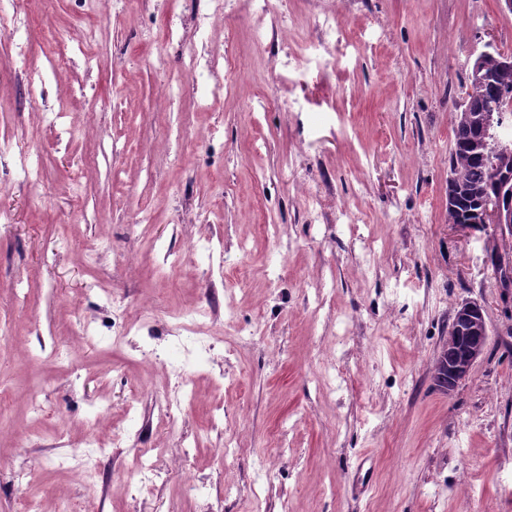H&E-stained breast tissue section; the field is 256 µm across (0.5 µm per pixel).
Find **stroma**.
I'll return each instance as SVG.
<instances>
[{
  "label": "stroma",
  "mask_w": 512,
  "mask_h": 512,
  "mask_svg": "<svg viewBox=\"0 0 512 512\" xmlns=\"http://www.w3.org/2000/svg\"><path fill=\"white\" fill-rule=\"evenodd\" d=\"M223 2L0 5L27 21L0 34V512H512V288L492 267L512 263V231L448 224L453 115L484 42L512 55V12L272 0L260 17ZM325 14L338 28L323 44ZM191 43L235 63L222 95L182 68ZM57 54L69 61L50 69ZM22 153L29 183L12 172ZM203 241L233 263L212 271ZM465 299L484 305L490 344L448 394L432 369ZM192 307L214 350L189 366L178 440L156 423L182 358L167 324ZM123 309L140 348L112 343ZM131 403L142 431L94 479L61 467L89 418L110 439ZM135 448L155 451L149 498L117 482Z\"/></svg>",
  "instance_id": "35a3bbf8"
}]
</instances>
